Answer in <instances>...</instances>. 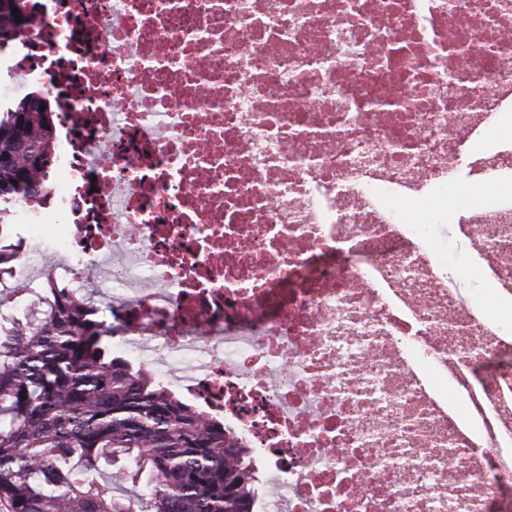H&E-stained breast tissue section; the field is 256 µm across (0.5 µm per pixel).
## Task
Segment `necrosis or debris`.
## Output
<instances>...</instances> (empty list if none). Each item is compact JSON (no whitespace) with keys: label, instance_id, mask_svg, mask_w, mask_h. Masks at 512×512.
Wrapping results in <instances>:
<instances>
[{"label":"necrosis or debris","instance_id":"necrosis-or-debris-1","mask_svg":"<svg viewBox=\"0 0 512 512\" xmlns=\"http://www.w3.org/2000/svg\"><path fill=\"white\" fill-rule=\"evenodd\" d=\"M60 119L21 238L112 259L117 350L247 449L254 512H512V0H36ZM457 224L477 304L432 239Z\"/></svg>","mask_w":512,"mask_h":512}]
</instances>
